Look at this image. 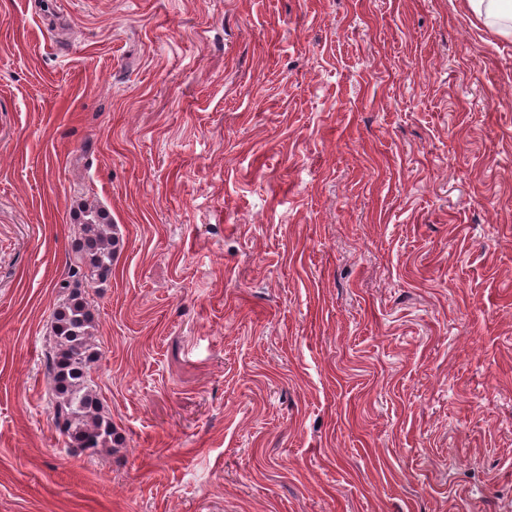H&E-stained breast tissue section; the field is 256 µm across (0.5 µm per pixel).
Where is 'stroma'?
<instances>
[{"label": "stroma", "mask_w": 512, "mask_h": 512, "mask_svg": "<svg viewBox=\"0 0 512 512\" xmlns=\"http://www.w3.org/2000/svg\"><path fill=\"white\" fill-rule=\"evenodd\" d=\"M124 442L68 450L73 200ZM0 512H512V34L468 0H0Z\"/></svg>", "instance_id": "1"}]
</instances>
